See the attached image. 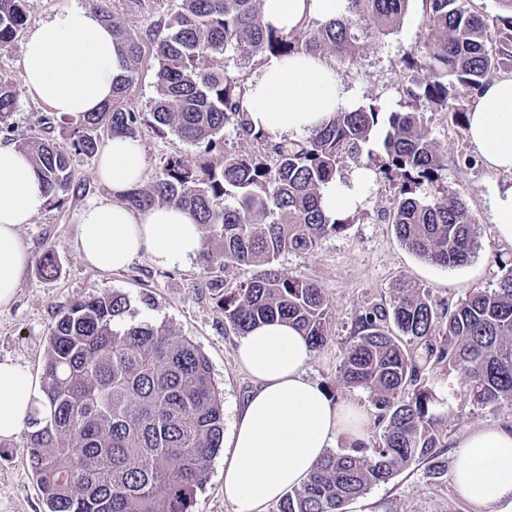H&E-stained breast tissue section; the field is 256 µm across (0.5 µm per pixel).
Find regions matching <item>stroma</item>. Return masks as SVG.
I'll return each mask as SVG.
<instances>
[{"mask_svg":"<svg viewBox=\"0 0 512 512\" xmlns=\"http://www.w3.org/2000/svg\"><path fill=\"white\" fill-rule=\"evenodd\" d=\"M176 0H109L114 20L141 39H153ZM427 30L422 0H411L403 24L379 43L359 53L353 62L325 54L358 105L377 104L385 112L406 109L396 91L401 58L406 50L425 40ZM449 111L429 115L428 131L441 155L442 165L433 182L424 184L420 195L436 197L442 192H460L476 224L477 248L461 267L431 265L406 250L393 227L383 218L395 200L389 181L373 175L363 187V204L353 221L340 233L325 237L311 254L286 252L276 262L284 275L315 282L333 306L331 338L314 351L306 367L308 377L332 397L350 401L364 409L367 418L365 444L382 433L378 412L360 388L339 381L346 348L354 340L355 318L370 303L390 305L392 286L405 277L430 291L433 302L453 306L472 292L496 288L502 262L512 261V243L501 241L491 221L490 196L494 187L512 182V177L487 170L470 142L466 129L458 126L454 111H470L474 98L453 95ZM146 153L143 184L158 175L166 158L191 153V146L176 136L143 129L138 135ZM78 188L65 201L49 200L31 223L23 225L20 236L31 263L13 302L0 307V361L9 359L41 377L46 356V338L59 313L77 299L119 291L131 300L137 320L172 326L188 336L209 360L215 382L224 401V426L232 428L236 415L254 388L250 374L236 359L239 334L225 323L220 306L218 280L236 285L251 277L248 268L232 273L213 268L203 257L182 267L156 265L148 255L134 259L120 271H101L83 262L77 253L78 216L90 201L109 197V190L96 175L97 161L74 156ZM53 251L59 262L55 278H44L38 260ZM430 385L438 398L436 412L444 448L440 459L446 467L440 478L427 474V466L416 463L398 472L388 483L371 487L355 499L353 512H471L452 486L449 473L457 440L484 425L512 423V404L481 407L465 394L457 373L433 374ZM28 432L0 440V512H44L45 504L23 454Z\"/></svg>","mask_w":512,"mask_h":512,"instance_id":"35a3bbf8","label":"stroma"}]
</instances>
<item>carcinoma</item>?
<instances>
[{
  "label": "carcinoma",
  "mask_w": 512,
  "mask_h": 512,
  "mask_svg": "<svg viewBox=\"0 0 512 512\" xmlns=\"http://www.w3.org/2000/svg\"><path fill=\"white\" fill-rule=\"evenodd\" d=\"M261 2L179 0L151 45L157 97L148 112L125 104L144 45L102 4L101 21L112 28L124 61L112 99L70 122L62 142L50 134L67 120L43 117V133L17 149L41 172L50 197L63 201L77 190L73 156L95 157L105 128L133 139L145 127L170 132L209 155L233 122L257 150L226 148L212 162L198 153L169 157L153 184L131 189L125 201L137 210L174 204L189 211L218 241L206 262L224 271L252 268L251 278L224 289L221 299L224 321L240 334L286 320L315 350L330 339L329 299L314 282L286 277L274 263L285 252H314L352 222L323 208V190L363 153L379 125L387 130L373 161L399 181L385 218L401 244L445 268L472 257L475 224L461 195L429 201L417 195L441 166L426 113L448 111L449 88L473 93L500 62L512 61V0H499L502 13L495 16L457 0H423L426 42L405 53L396 86L411 110L385 116L368 104L335 113L304 140L279 142L248 122L249 77L230 74L225 54L258 65L270 54L295 51H329L349 61L397 30L410 0H347L344 15L309 21L292 33L264 23ZM27 22L25 0H0V50ZM203 58L213 66L200 68ZM19 93L17 77L0 76L1 139L11 140ZM39 268L47 278L58 274L52 251L43 253ZM502 269L497 288L453 307H439L428 289L401 278L391 306L360 311L341 382L367 391L384 431L369 447L356 440L350 450L326 455L277 512H345L352 500L416 462L427 463L431 476L442 474V435L428 385L438 367L458 372L477 406L512 402V265ZM27 425L33 431L24 452L45 512H190L223 445L224 402L207 357L188 337L135 322L129 297L112 291L59 315L47 336L39 406Z\"/></svg>",
  "instance_id": "carcinoma-1"
}]
</instances>
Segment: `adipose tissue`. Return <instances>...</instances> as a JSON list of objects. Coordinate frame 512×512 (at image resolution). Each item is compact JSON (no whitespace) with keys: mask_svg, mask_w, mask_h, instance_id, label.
<instances>
[{"mask_svg":"<svg viewBox=\"0 0 512 512\" xmlns=\"http://www.w3.org/2000/svg\"><path fill=\"white\" fill-rule=\"evenodd\" d=\"M346 0H262L266 23L296 31L302 23L342 15ZM247 89L248 118L274 138L311 133L335 112L357 103L335 71L303 51L271 56ZM111 27L77 6L55 12L30 29L19 77L26 93L57 117L80 118L112 97L122 74ZM468 132L483 165L512 174V77L496 78L476 93ZM146 166L138 140L113 136L101 151L97 176L120 194L138 184ZM368 170L352 182L332 181L323 206L350 213L361 205ZM49 196L38 170L17 148L0 146V306L9 305L30 263L19 229L30 223ZM202 248V229L190 212L174 205L139 211L107 199L79 215L77 253L96 269L116 271L140 254L162 267L182 266ZM311 350L292 326L276 321L241 336L236 357L256 386L233 424L224 462V498L235 512H265L289 489L301 486L338 439L362 438L366 417L357 406L332 399L304 368ZM38 381L21 365L0 361V439L26 426ZM453 486L474 512H512V424L465 433L453 462Z\"/></svg>","mask_w":512,"mask_h":512,"instance_id":"1","label":"adipose tissue"}]
</instances>
